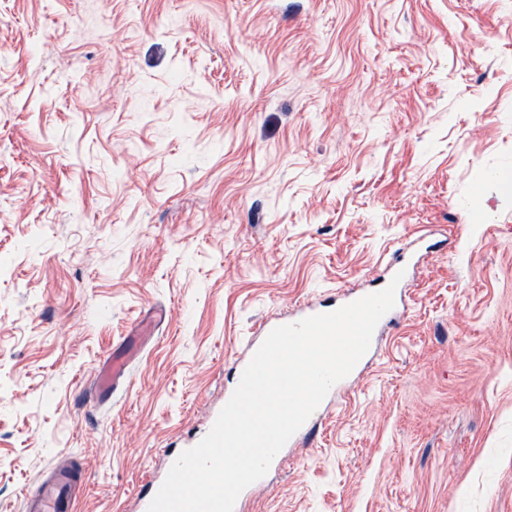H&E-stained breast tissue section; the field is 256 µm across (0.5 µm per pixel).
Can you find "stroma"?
<instances>
[{
    "label": "stroma",
    "instance_id": "obj_1",
    "mask_svg": "<svg viewBox=\"0 0 512 512\" xmlns=\"http://www.w3.org/2000/svg\"><path fill=\"white\" fill-rule=\"evenodd\" d=\"M432 231L246 512H512V0H0V512L55 463L74 512H138L261 320ZM135 350L125 353L121 356H112L107 359L104 365L99 369L93 382V388L96 392H106L115 389L117 384L127 379L129 365L133 359Z\"/></svg>",
    "mask_w": 512,
    "mask_h": 512
}]
</instances>
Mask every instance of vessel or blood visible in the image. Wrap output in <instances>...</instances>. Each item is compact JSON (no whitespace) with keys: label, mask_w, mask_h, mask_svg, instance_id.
Returning a JSON list of instances; mask_svg holds the SVG:
<instances>
[{"label":"vessel or blood","mask_w":512,"mask_h":512,"mask_svg":"<svg viewBox=\"0 0 512 512\" xmlns=\"http://www.w3.org/2000/svg\"><path fill=\"white\" fill-rule=\"evenodd\" d=\"M357 296L353 293L343 294L340 299H325L319 302H312L303 305L298 310L289 313L286 323H295L306 317L334 311L341 306L356 301ZM405 307V289L396 287L394 294V306L386 313L377 324L367 353L360 359L353 369L350 377L337 382L329 391L326 398L302 425V427L289 439L288 444L292 447L311 445L318 436V422L329 410L345 396L351 386L353 379L361 377L364 370L372 362L379 352L380 336H383L386 328L394 322ZM133 359L132 353H125L121 356L112 357L106 360L99 369L94 380L93 388L98 392H106L113 389L127 378L129 365ZM55 477L53 480L41 483L36 488L28 490L24 495L28 512H71L73 503L67 497V490L70 487L74 475L66 467L58 465L54 468Z\"/></svg>","instance_id":"obj_1"}]
</instances>
